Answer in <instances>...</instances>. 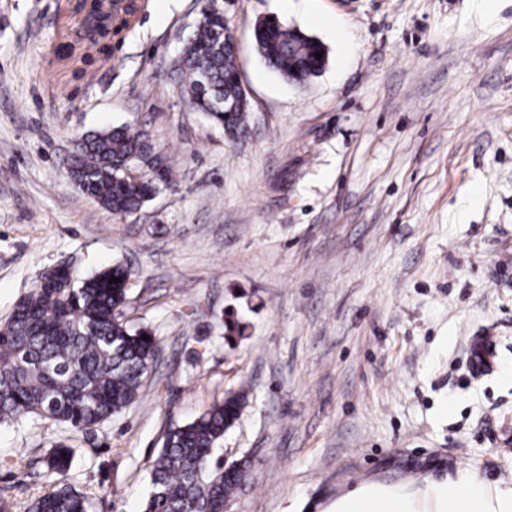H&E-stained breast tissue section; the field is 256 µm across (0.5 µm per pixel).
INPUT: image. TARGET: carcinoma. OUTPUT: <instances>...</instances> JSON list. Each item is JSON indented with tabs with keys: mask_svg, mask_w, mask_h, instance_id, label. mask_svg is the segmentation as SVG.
I'll list each match as a JSON object with an SVG mask.
<instances>
[{
	"mask_svg": "<svg viewBox=\"0 0 512 512\" xmlns=\"http://www.w3.org/2000/svg\"><path fill=\"white\" fill-rule=\"evenodd\" d=\"M134 8L123 0H93L83 21V37L69 63L78 62L112 34V22L130 23ZM256 50L285 79L302 85L325 65L322 43L278 20L258 23ZM236 44L224 17L202 12L173 67L181 74L180 91L193 109L206 113L233 139L247 132L249 101L235 64ZM321 58H316V54ZM70 173L79 190L117 217L141 209L162 185L171 184L169 167H126L155 155L149 129L126 124L78 136ZM115 277L118 282L111 283ZM53 288L33 285L0 328V425L28 414L87 430L126 411L137 399L148 366L159 357L154 336L131 331L121 314L129 271L118 264L80 285H70L58 270L43 274ZM246 395L232 393L193 421L168 430L150 468L152 491L143 512H224L251 479L249 466L224 469L213 462L224 432L239 418ZM73 450L54 449L45 459L57 486L37 498L29 512H88L86 498L65 483Z\"/></svg>",
	"mask_w": 512,
	"mask_h": 512,
	"instance_id": "obj_1",
	"label": "carcinoma"
}]
</instances>
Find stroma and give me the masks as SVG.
Masks as SVG:
<instances>
[{"label":"stroma","instance_id":"35a3bbf8","mask_svg":"<svg viewBox=\"0 0 512 512\" xmlns=\"http://www.w3.org/2000/svg\"><path fill=\"white\" fill-rule=\"evenodd\" d=\"M77 2L0 0V325L46 271L120 263L123 320L161 352L97 427L0 425V501L28 512L63 445L88 512H139L167 430L239 391L216 455L253 482L231 512L512 489V0H218L250 101L237 141L171 70L202 0H133L69 66ZM271 17L325 45L306 84L257 54ZM144 121L173 182L117 219L75 186L69 142ZM479 335L496 341L481 376ZM496 343L491 336H475L471 344V369L475 374H485L494 367Z\"/></svg>","mask_w":512,"mask_h":512}]
</instances>
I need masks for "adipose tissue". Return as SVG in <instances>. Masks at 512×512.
Listing matches in <instances>:
<instances>
[{"instance_id": "obj_1", "label": "adipose tissue", "mask_w": 512, "mask_h": 512, "mask_svg": "<svg viewBox=\"0 0 512 512\" xmlns=\"http://www.w3.org/2000/svg\"><path fill=\"white\" fill-rule=\"evenodd\" d=\"M435 512H512V490L487 492L470 481L438 483L429 490ZM332 512H417L409 495L380 485L359 487L337 498Z\"/></svg>"}]
</instances>
